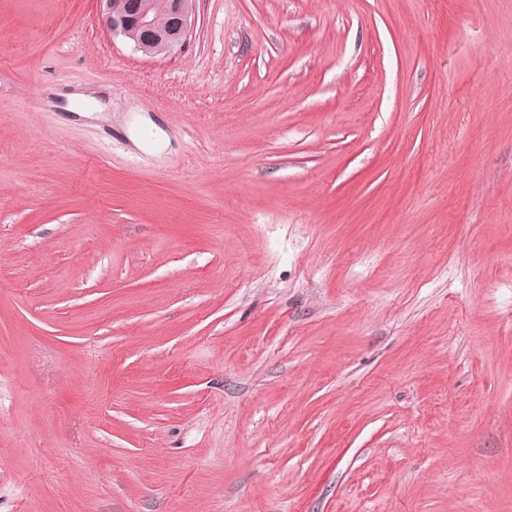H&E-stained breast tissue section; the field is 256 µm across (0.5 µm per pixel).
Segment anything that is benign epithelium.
<instances>
[{
	"instance_id": "7a95c632",
	"label": "benign epithelium",
	"mask_w": 512,
	"mask_h": 512,
	"mask_svg": "<svg viewBox=\"0 0 512 512\" xmlns=\"http://www.w3.org/2000/svg\"><path fill=\"white\" fill-rule=\"evenodd\" d=\"M103 25L145 56L168 55L182 48L192 31L199 0H168L166 20L158 21L152 0H99Z\"/></svg>"
}]
</instances>
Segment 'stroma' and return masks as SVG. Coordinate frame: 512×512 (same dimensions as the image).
Here are the masks:
<instances>
[{
  "instance_id": "35a3bbf8",
  "label": "stroma",
  "mask_w": 512,
  "mask_h": 512,
  "mask_svg": "<svg viewBox=\"0 0 512 512\" xmlns=\"http://www.w3.org/2000/svg\"><path fill=\"white\" fill-rule=\"evenodd\" d=\"M0 512H512V0H0ZM103 25L145 56L168 55L187 42L200 0H168L166 20L159 22L151 0H98Z\"/></svg>"
}]
</instances>
